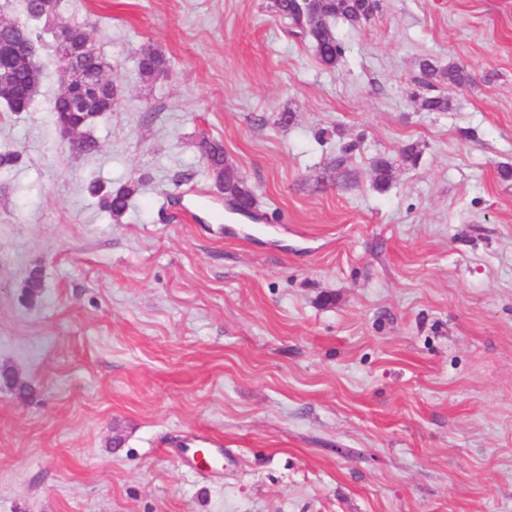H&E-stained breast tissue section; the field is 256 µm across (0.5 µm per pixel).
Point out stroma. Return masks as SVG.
Returning a JSON list of instances; mask_svg holds the SVG:
<instances>
[{
	"label": "stroma",
	"instance_id": "obj_1",
	"mask_svg": "<svg viewBox=\"0 0 512 512\" xmlns=\"http://www.w3.org/2000/svg\"><path fill=\"white\" fill-rule=\"evenodd\" d=\"M381 3L327 69L265 0H61L121 95L73 149L46 34L32 109L0 103V369L30 391L0 379V512H512V0ZM424 57L474 77L450 111ZM346 143L354 182L319 186ZM139 178L118 222L86 191ZM206 433L220 468L183 456ZM137 67L143 78L158 80L167 77L171 65L164 53L155 48H146L137 57ZM200 151L205 160L206 169L215 185L228 200H245L250 206L256 203L252 187L240 177L233 163L224 152V145L216 140L203 138ZM373 184L376 190L386 191L393 178V162L383 156L372 161Z\"/></svg>",
	"mask_w": 512,
	"mask_h": 512
}]
</instances>
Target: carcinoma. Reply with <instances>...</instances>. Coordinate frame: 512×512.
Instances as JSON below:
<instances>
[{"instance_id": "1", "label": "carcinoma", "mask_w": 512, "mask_h": 512, "mask_svg": "<svg viewBox=\"0 0 512 512\" xmlns=\"http://www.w3.org/2000/svg\"><path fill=\"white\" fill-rule=\"evenodd\" d=\"M57 5L58 0H24L23 9L28 18L48 22L56 15ZM268 8L280 19L288 21L291 35L313 44L321 65L334 69L344 54L342 41L336 35L335 23L341 20L353 27L360 26L369 22L381 5L380 0H310L306 5L300 0H270ZM39 38L37 28L16 22L3 24V31L0 32V99L12 112L31 110L40 81L41 62L17 61L12 57L9 45L14 42L33 43ZM75 63L101 76L100 98L93 101L85 112H71L67 100L60 95L54 103V119L58 126L67 124L73 128L77 150L89 152L96 148V142L84 136V130L100 118V113L112 111L118 86L108 76V64L101 55L80 54L76 56ZM137 67L142 77L158 80L167 77L170 61L161 51L146 48L137 57ZM419 71L431 90L444 82L457 87L473 83L471 73L454 63L440 66L432 59L424 58L419 62ZM420 107L426 112H447L451 109V101L446 95L431 93L421 98ZM351 150L350 145L344 147L340 154L326 164L318 184L328 186L339 180L348 182L354 179L348 167V153ZM200 151L207 172L225 198L245 200L249 205H255L254 190L236 173L221 142L204 138L200 142ZM372 172L376 190L386 191L393 178V162L383 156L377 157L372 160ZM139 190L140 182L136 180H127L109 187L96 181L89 184V193L98 198L101 208L109 212L117 222L128 212Z\"/></svg>"}]
</instances>
